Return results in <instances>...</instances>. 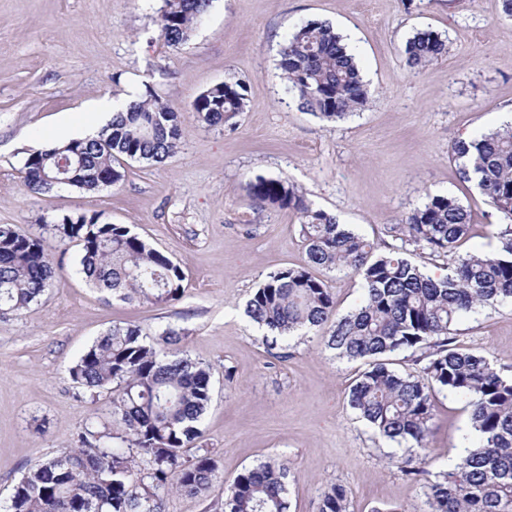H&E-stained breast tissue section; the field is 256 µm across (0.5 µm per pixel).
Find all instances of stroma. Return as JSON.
Returning <instances> with one entry per match:
<instances>
[{
	"label": "stroma",
	"mask_w": 512,
	"mask_h": 512,
	"mask_svg": "<svg viewBox=\"0 0 512 512\" xmlns=\"http://www.w3.org/2000/svg\"><path fill=\"white\" fill-rule=\"evenodd\" d=\"M162 0H0V224L28 226L98 216L124 224L184 272V294L162 306L126 303L74 269L80 248L54 252L61 276L38 303L0 316V500L39 462L79 445L86 427L111 429L108 394L92 395L69 369L113 325L150 335L180 329V347L210 367L212 401L197 447L222 477L203 497L170 494L164 512H221L225 479L269 459L289 471L290 512H318L333 484L349 512H428L419 465L405 445L356 418L349 388L364 362L336 359L327 330L270 348L246 314L270 274L302 265L295 212L249 207L255 175L283 178L314 208L336 215L378 246L399 244V226L433 195L455 197L471 231L458 253L494 250L498 214L462 181L453 140L502 127L512 110V18L501 0H214L191 40L167 46L157 26ZM309 21L346 35L372 96L329 122L301 110L278 67L284 36ZM446 53L413 72L404 53L421 31ZM245 81L248 103L234 125L199 123L197 95ZM153 93L181 114L184 137L161 164L123 161L120 186L92 193L27 192L30 153L75 139L80 122L105 125L104 103ZM337 314L361 302L359 277L316 269ZM463 348L512 374V301L482 308L455 326ZM476 434L463 399L435 397L427 468L452 469Z\"/></svg>",
	"instance_id": "stroma-1"
}]
</instances>
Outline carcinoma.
<instances>
[{
    "mask_svg": "<svg viewBox=\"0 0 512 512\" xmlns=\"http://www.w3.org/2000/svg\"><path fill=\"white\" fill-rule=\"evenodd\" d=\"M213 0H163L157 24L173 47L186 43ZM433 31L414 35L407 64L422 68L446 53ZM278 66L299 107L335 121L363 107L370 91L355 57L334 28L310 21L286 34ZM247 84L220 82L194 101L197 120L231 123L247 106ZM181 114L153 94L116 108L95 138L68 141L30 154L23 182L32 193L61 188L94 192L122 181V159L162 163L179 149ZM449 153L465 182L474 184L507 225L495 250L455 254L469 235L470 214L455 198L435 195L410 212L402 244L375 243L315 209L292 184L255 176L250 206L290 209L300 220L305 264L280 270L247 302L248 316L274 348L295 333L330 325L335 357L368 360L349 394V406L381 436L425 452L434 416L433 392L465 399L477 442L451 471L409 474L428 484L431 512H512V377L487 358L455 345L454 326L479 307L512 300V126L451 142ZM80 246L78 273L124 302L163 305L182 297L184 273L167 255L122 224L96 215L65 217L38 230L0 224V313H19L40 300L60 275L44 237ZM452 254L450 273L435 277L407 258L409 250ZM312 268L360 278L357 309L336 316L331 288ZM171 328L149 340L133 324L114 325L70 368L71 379L111 397L112 430H86L80 446L46 459L22 477L3 512H163L170 491L199 496L220 479L206 454L187 455L200 437L211 402L209 367L180 349ZM409 353L415 372L392 369L386 356ZM288 467L264 462L224 481V512H288ZM319 512H349L345 489L323 492Z\"/></svg>",
    "mask_w": 512,
    "mask_h": 512,
    "instance_id": "1",
    "label": "carcinoma"
}]
</instances>
